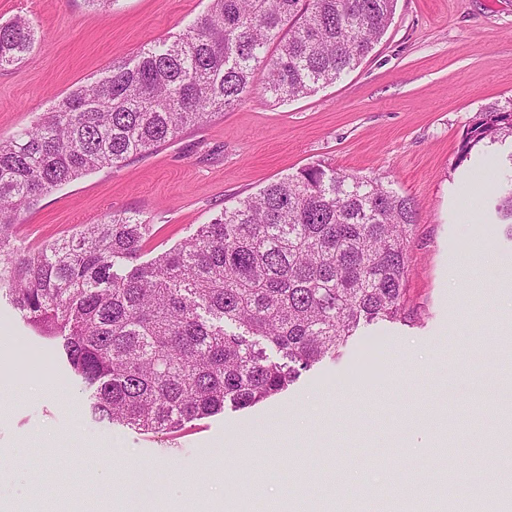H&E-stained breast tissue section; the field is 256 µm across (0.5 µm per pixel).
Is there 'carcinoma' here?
Returning <instances> with one entry per match:
<instances>
[{
	"label": "carcinoma",
	"instance_id": "1",
	"mask_svg": "<svg viewBox=\"0 0 512 512\" xmlns=\"http://www.w3.org/2000/svg\"><path fill=\"white\" fill-rule=\"evenodd\" d=\"M397 0H210L185 33L55 102L0 139V292L40 335L59 341L91 390L95 420L146 433L267 400L336 355L361 326L405 318L417 205L378 179L314 163L224 208L189 239L140 261L151 231L112 215L26 254L12 247L25 208L54 188L176 138L241 101L256 71L277 101L335 83L372 50ZM32 22L0 24V69L30 60ZM512 139V100L485 106L457 163ZM470 194L493 203L512 239V177ZM273 350V359L267 350ZM512 443V409L492 441ZM448 503L493 512L504 487Z\"/></svg>",
	"mask_w": 512,
	"mask_h": 512
}]
</instances>
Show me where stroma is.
I'll return each mask as SVG.
<instances>
[{"mask_svg": "<svg viewBox=\"0 0 512 512\" xmlns=\"http://www.w3.org/2000/svg\"><path fill=\"white\" fill-rule=\"evenodd\" d=\"M209 0H0V24L37 29L31 60L0 69V138L31 127L51 102L95 81L112 62L182 34ZM512 99V0H397L361 64L336 84L285 103L261 84L204 124L128 160L57 187L23 211L13 241L27 251L103 221L152 224L148 261L224 208L324 161L380 179L419 205L404 320L360 328L286 391L245 409L145 433L95 421L89 393L0 298V347L28 395L0 394V512H113L146 477L167 487L159 512H253L277 499L288 512H323L342 487L377 489L363 512H398L390 491L432 494L435 446L487 481L494 464L473 423L478 392L512 371V241L494 214L469 209L478 170L512 171V145L457 162L481 109ZM59 384L56 392L48 384ZM270 413L285 427L260 431ZM111 470V483L99 474Z\"/></svg>", "mask_w": 512, "mask_h": 512, "instance_id": "35a3bbf8", "label": "stroma"}]
</instances>
